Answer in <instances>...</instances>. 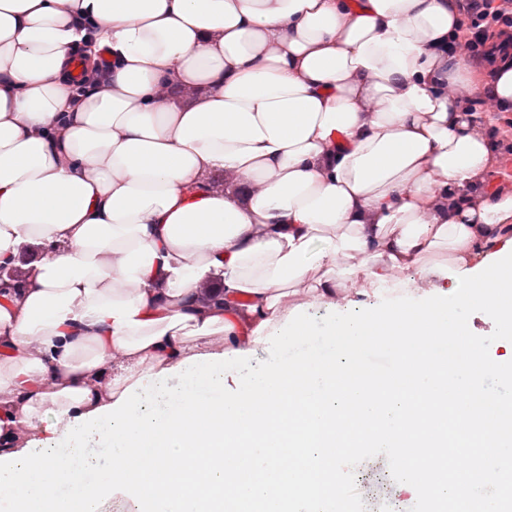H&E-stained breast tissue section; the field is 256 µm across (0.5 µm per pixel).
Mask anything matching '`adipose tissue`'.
<instances>
[{"label": "adipose tissue", "instance_id": "1", "mask_svg": "<svg viewBox=\"0 0 512 512\" xmlns=\"http://www.w3.org/2000/svg\"><path fill=\"white\" fill-rule=\"evenodd\" d=\"M463 24L457 0H0V266L43 248L0 296L1 494L42 512L70 447L101 474L81 512H201L177 463L202 452L216 512L275 510L285 458L263 443L289 412L314 410L315 456L362 415L408 433L406 408L450 390L438 336L474 383L449 308L512 328V190L491 186L489 133L512 112V61L481 73L449 53ZM79 56L96 65L80 94ZM408 270L421 284L395 296ZM348 279L378 299L357 318ZM209 282L223 300L201 301ZM289 288L336 311L322 335L395 337L417 380L376 403L354 361L288 363L312 333ZM192 381L222 403L199 408ZM106 443L147 454L102 466ZM240 448L262 479L238 475ZM354 465L320 469L311 512H346Z\"/></svg>", "mask_w": 512, "mask_h": 512}]
</instances>
